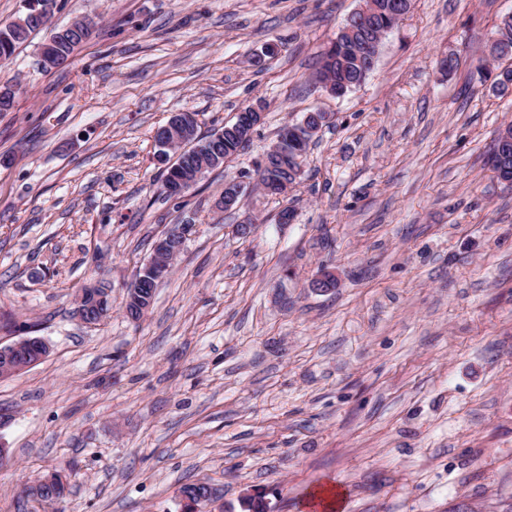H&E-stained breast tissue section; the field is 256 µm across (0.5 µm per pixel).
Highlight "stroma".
<instances>
[{
	"instance_id": "obj_1",
	"label": "stroma",
	"mask_w": 512,
	"mask_h": 512,
	"mask_svg": "<svg viewBox=\"0 0 512 512\" xmlns=\"http://www.w3.org/2000/svg\"><path fill=\"white\" fill-rule=\"evenodd\" d=\"M361 3L60 0L56 27L96 23L71 61L42 70L30 42L0 65L19 85L0 113V346L50 345L0 379V512H56L23 488L69 464L66 512H182L192 482L218 489L212 512H242L248 492L311 512L334 487L343 512H512V187L488 163L512 93L475 56L512 0H413L338 98L313 75ZM269 42L278 56L253 65ZM259 98L249 146L182 207L165 199L157 128L192 112L205 135ZM312 109L332 122L287 197L216 211ZM185 220L152 308L129 320L137 267ZM94 277L113 309L91 327L74 292Z\"/></svg>"
}]
</instances>
